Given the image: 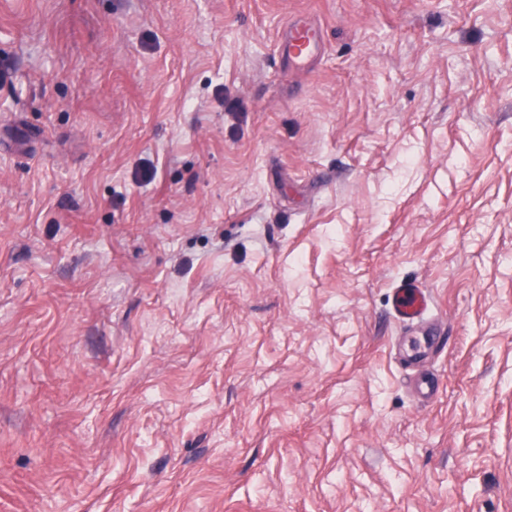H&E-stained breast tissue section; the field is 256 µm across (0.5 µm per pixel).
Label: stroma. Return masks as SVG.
I'll return each instance as SVG.
<instances>
[{
	"instance_id": "obj_1",
	"label": "stroma",
	"mask_w": 512,
	"mask_h": 512,
	"mask_svg": "<svg viewBox=\"0 0 512 512\" xmlns=\"http://www.w3.org/2000/svg\"><path fill=\"white\" fill-rule=\"evenodd\" d=\"M0 512H512V0H0ZM320 31L313 25H291L285 31L280 47L294 65L302 69L321 47ZM433 299L430 293L413 282H402L393 288L392 316L404 328L414 329L421 336L408 340L405 361L418 364L428 350L445 336L432 314Z\"/></svg>"
}]
</instances>
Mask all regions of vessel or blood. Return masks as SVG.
Listing matches in <instances>:
<instances>
[{"instance_id": "b4317fda", "label": "vessel or blood", "mask_w": 512, "mask_h": 512, "mask_svg": "<svg viewBox=\"0 0 512 512\" xmlns=\"http://www.w3.org/2000/svg\"><path fill=\"white\" fill-rule=\"evenodd\" d=\"M321 47L320 31L312 25H293L286 29L281 48L296 67H304ZM430 293L413 282H403L392 292V316L404 328L413 330L406 349L408 364H418L441 339V328L432 314Z\"/></svg>"}]
</instances>
